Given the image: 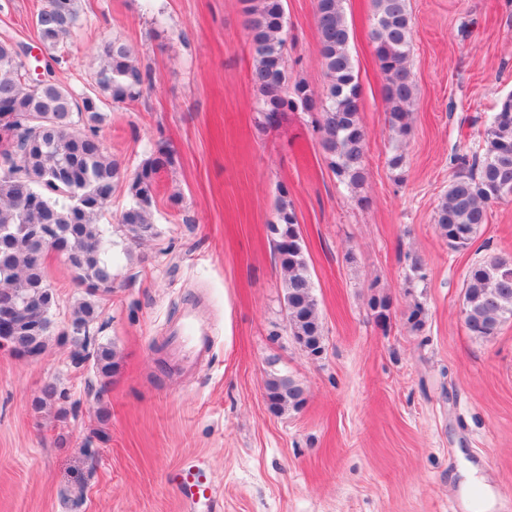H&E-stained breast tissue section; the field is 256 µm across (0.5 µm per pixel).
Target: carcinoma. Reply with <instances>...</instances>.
I'll use <instances>...</instances> for the list:
<instances>
[{
    "label": "carcinoma",
    "instance_id": "carcinoma-1",
    "mask_svg": "<svg viewBox=\"0 0 512 512\" xmlns=\"http://www.w3.org/2000/svg\"><path fill=\"white\" fill-rule=\"evenodd\" d=\"M285 0H242L244 26L254 63L250 83L258 112L268 127L288 112H307L320 135L328 166L338 182L363 206L357 190L365 179L368 134L360 119V84L350 49L351 30L344 0H316L319 54L326 75L321 92L289 84L288 26ZM370 38L382 75L383 98L395 139L410 133V104L415 84L409 68L412 18L408 0H372ZM81 22L78 0H45L35 17L38 40L49 52L48 81L30 83L22 46L0 38V303L8 301L15 319L25 324L38 302L56 307L43 254L48 249L28 228L52 224L60 236L59 256L82 265L76 278L85 295L70 316L71 358L81 366L91 360L104 378L118 370L116 352L102 344L90 348V328L100 302L112 292L117 252L130 254L157 235L153 221L162 173L173 164L172 151L150 153L128 179V203L115 224H104L120 169L98 135L104 116L100 104L133 102L150 81L133 48L118 40L101 43L100 65L92 93H77L54 78L56 52ZM456 173L435 208L434 223L453 251L470 246L489 223L491 206L512 196V94L501 97L486 117L472 155L454 153ZM281 190L276 221L269 225L283 272L288 331L310 352L323 342V326L296 214ZM464 325L470 335L488 340L512 319V260L491 256L472 266L465 280ZM407 323L419 333L426 323L416 302ZM269 407L276 414L297 411L305 403L303 386L291 377L266 382Z\"/></svg>",
    "mask_w": 512,
    "mask_h": 512
}]
</instances>
